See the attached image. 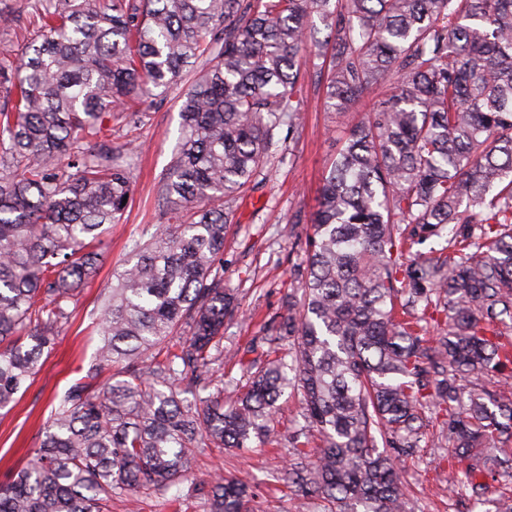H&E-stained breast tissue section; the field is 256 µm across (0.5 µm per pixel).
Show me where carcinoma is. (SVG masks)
Masks as SVG:
<instances>
[{
  "label": "carcinoma",
  "instance_id": "carcinoma-1",
  "mask_svg": "<svg viewBox=\"0 0 512 512\" xmlns=\"http://www.w3.org/2000/svg\"><path fill=\"white\" fill-rule=\"evenodd\" d=\"M31 16L25 55L0 52L15 94L0 108V410L34 379L128 208L136 138L112 144L101 114L206 68L158 187L172 223L113 270L96 356L0 487V512L165 499L199 449L274 437L288 389L301 397L293 455L316 461L286 479L324 512H414L397 469L434 421L448 469L473 460V492L477 471L512 477V394L483 382L512 370V0H34ZM301 58L332 112L378 84L391 93L323 179L301 295L226 358L239 312L227 209L276 159L278 130L301 125ZM418 231L447 245L413 253ZM226 363L246 377L227 400L213 378ZM193 484L207 512H255L242 479Z\"/></svg>",
  "mask_w": 512,
  "mask_h": 512
}]
</instances>
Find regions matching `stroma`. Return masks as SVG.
Returning a JSON list of instances; mask_svg holds the SVG:
<instances>
[{
    "label": "stroma",
    "instance_id": "35a3bbf8",
    "mask_svg": "<svg viewBox=\"0 0 512 512\" xmlns=\"http://www.w3.org/2000/svg\"><path fill=\"white\" fill-rule=\"evenodd\" d=\"M27 2L0 0V50L15 59L33 36ZM193 78V72H186L166 97H150L138 107L140 152L133 171L132 201L120 223L105 235L96 275L80 289L68 324L41 358L39 373L14 407L0 414V486L8 484L32 459L39 430L56 399L84 375L98 343L93 313L99 293L111 282L129 242L149 236L166 221L157 201V186L176 154L179 110ZM304 80L302 128L281 129V161L267 169L262 180L232 207L224 241V286L237 295L241 313L224 326L228 354L247 347L260 321L287 312L293 267L304 256L295 241L310 232L308 220L317 205L321 178L349 127L363 120L372 102L386 94L385 87H374L351 112L340 114L327 111L324 86L313 70H306ZM298 213L304 218L299 225L293 222ZM298 414L297 395H284L275 423L279 444L244 450L201 449L195 464L197 475L250 479L261 485L260 512H299L300 497L283 478L285 468L294 461L287 436ZM445 454V449L430 445L401 464L400 476L414 496L415 512H486L485 504L470 503L469 492L461 484L463 471L452 474L441 465Z\"/></svg>",
    "mask_w": 512,
    "mask_h": 512
}]
</instances>
